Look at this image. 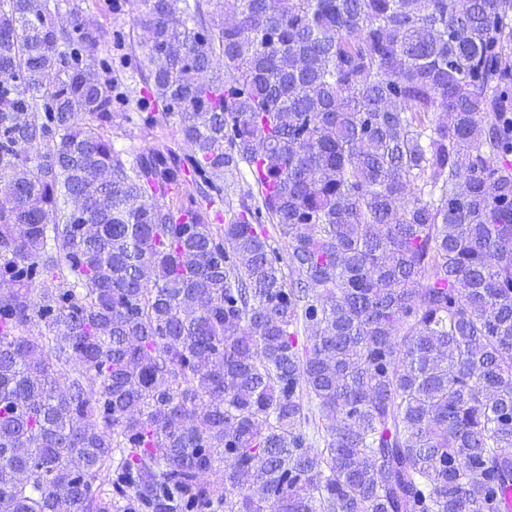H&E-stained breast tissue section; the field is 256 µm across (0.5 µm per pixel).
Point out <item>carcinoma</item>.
I'll use <instances>...</instances> for the list:
<instances>
[{
	"label": "carcinoma",
	"instance_id": "1",
	"mask_svg": "<svg viewBox=\"0 0 512 512\" xmlns=\"http://www.w3.org/2000/svg\"><path fill=\"white\" fill-rule=\"evenodd\" d=\"M56 14L0 0V512H499L512 0ZM117 8L113 0H60L59 12L66 20L73 8L80 15L96 25L101 34L100 55L120 54L122 51L112 45V34L115 31L128 33L134 28V19L140 11H145L141 0H118ZM137 110L127 112L125 117L117 118L108 130L110 138L117 148L130 154L147 153L153 150H172L179 155L186 147L176 138L160 139L145 129L138 120ZM240 171L241 173L238 170L224 173V202L233 201L237 204L241 196L249 189V185L243 176L246 175L248 182H252L245 164H240Z\"/></svg>",
	"mask_w": 512,
	"mask_h": 512
}]
</instances>
